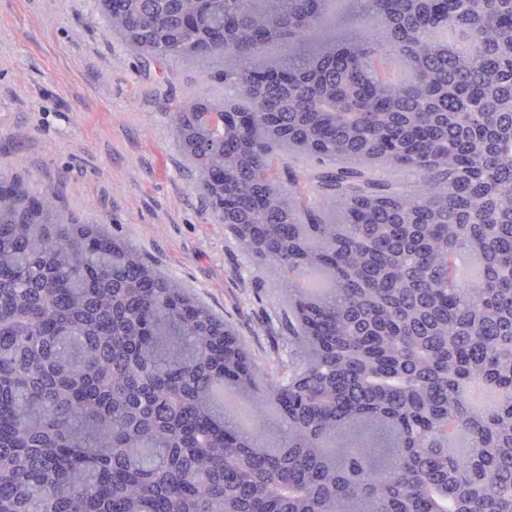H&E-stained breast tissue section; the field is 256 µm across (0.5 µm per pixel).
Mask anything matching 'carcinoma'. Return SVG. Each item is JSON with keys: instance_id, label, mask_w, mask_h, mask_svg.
<instances>
[{"instance_id": "cac0c4a2", "label": "carcinoma", "mask_w": 512, "mask_h": 512, "mask_svg": "<svg viewBox=\"0 0 512 512\" xmlns=\"http://www.w3.org/2000/svg\"><path fill=\"white\" fill-rule=\"evenodd\" d=\"M339 2L98 0L138 52L230 59L239 99L174 132L295 321L267 370L55 190L0 180V512H512V0H356L355 41L270 54ZM224 390L276 411V446Z\"/></svg>"}]
</instances>
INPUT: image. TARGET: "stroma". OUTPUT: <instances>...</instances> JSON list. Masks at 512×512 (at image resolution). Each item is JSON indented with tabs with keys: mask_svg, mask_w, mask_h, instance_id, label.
I'll return each mask as SVG.
<instances>
[{
	"mask_svg": "<svg viewBox=\"0 0 512 512\" xmlns=\"http://www.w3.org/2000/svg\"><path fill=\"white\" fill-rule=\"evenodd\" d=\"M219 70L132 50L95 0H0V169L129 242L267 365L294 318L288 282L215 221L173 132L178 102L224 94Z\"/></svg>",
	"mask_w": 512,
	"mask_h": 512,
	"instance_id": "35a3bbf8",
	"label": "stroma"
}]
</instances>
